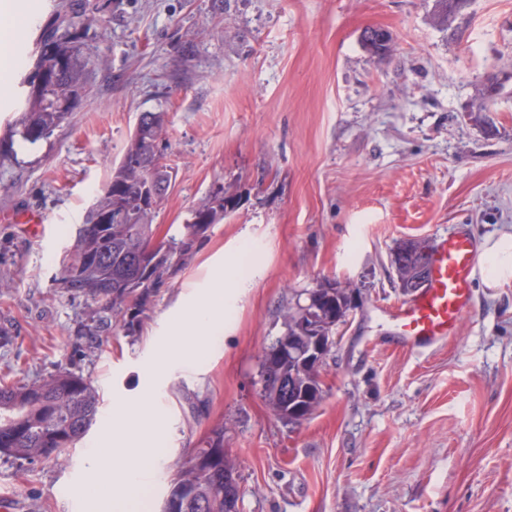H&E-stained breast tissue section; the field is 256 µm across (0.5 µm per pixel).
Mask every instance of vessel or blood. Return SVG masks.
Segmentation results:
<instances>
[{
    "label": "vessel or blood",
    "mask_w": 512,
    "mask_h": 512,
    "mask_svg": "<svg viewBox=\"0 0 512 512\" xmlns=\"http://www.w3.org/2000/svg\"><path fill=\"white\" fill-rule=\"evenodd\" d=\"M477 254L478 244L465 230L437 240L424 287L392 313L399 343L422 351L457 335L472 309Z\"/></svg>",
    "instance_id": "b4317fda"
}]
</instances>
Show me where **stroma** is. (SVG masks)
Here are the masks:
<instances>
[{
  "label": "stroma",
  "instance_id": "obj_1",
  "mask_svg": "<svg viewBox=\"0 0 512 512\" xmlns=\"http://www.w3.org/2000/svg\"><path fill=\"white\" fill-rule=\"evenodd\" d=\"M434 0H32L15 39L23 81L36 40L78 22L89 93L53 136L0 159V374L62 368L103 395L135 389L168 318L227 253L259 249L224 344L153 388L164 412L150 477L160 512L177 461L216 426L237 465L240 512H512V282L473 281L457 336L401 348L388 315L406 302L397 241L459 226L477 241L512 226V0H467L448 30ZM391 36L370 56L365 29ZM500 89L479 119L478 88ZM166 117L176 178L157 240L216 191L228 199L182 269L151 298L137 335L115 329L92 354L75 333L81 299L59 284L73 245L141 113ZM43 215L30 237L15 215ZM330 279L357 290L336 328L323 396L300 423L262 392L261 367L300 294ZM86 437L67 467L0 457L6 512H83Z\"/></svg>",
  "mask_w": 512,
  "mask_h": 512
}]
</instances>
